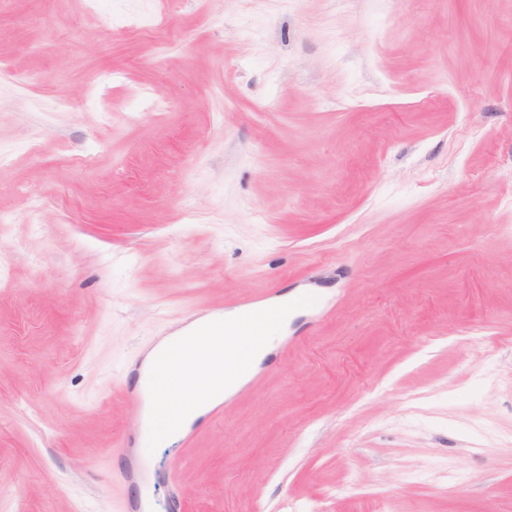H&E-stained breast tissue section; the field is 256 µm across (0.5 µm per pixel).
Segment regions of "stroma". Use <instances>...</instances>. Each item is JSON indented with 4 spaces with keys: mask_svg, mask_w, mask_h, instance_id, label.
I'll return each mask as SVG.
<instances>
[{
    "mask_svg": "<svg viewBox=\"0 0 512 512\" xmlns=\"http://www.w3.org/2000/svg\"><path fill=\"white\" fill-rule=\"evenodd\" d=\"M1 150L0 512H512V0H0ZM305 295L142 483L147 355Z\"/></svg>",
    "mask_w": 512,
    "mask_h": 512,
    "instance_id": "obj_1",
    "label": "stroma"
}]
</instances>
